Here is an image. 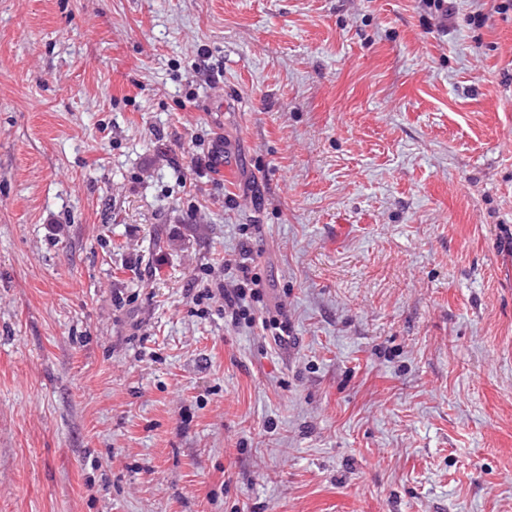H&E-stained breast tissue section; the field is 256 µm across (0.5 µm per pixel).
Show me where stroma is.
<instances>
[{
  "label": "stroma",
  "mask_w": 512,
  "mask_h": 512,
  "mask_svg": "<svg viewBox=\"0 0 512 512\" xmlns=\"http://www.w3.org/2000/svg\"><path fill=\"white\" fill-rule=\"evenodd\" d=\"M0 512H512V13L0 0ZM235 267L239 272L235 284L232 288L221 286L220 288H203L198 296L200 300H214L216 298L224 300V321L233 326H238L242 322L251 324L254 321L252 313L254 303L261 300V292L258 288L260 279L257 273L252 274L244 262L237 263L236 259L225 258L224 271Z\"/></svg>",
  "instance_id": "obj_1"
}]
</instances>
